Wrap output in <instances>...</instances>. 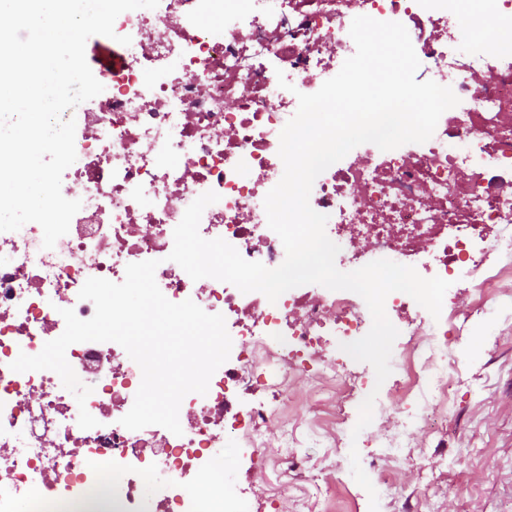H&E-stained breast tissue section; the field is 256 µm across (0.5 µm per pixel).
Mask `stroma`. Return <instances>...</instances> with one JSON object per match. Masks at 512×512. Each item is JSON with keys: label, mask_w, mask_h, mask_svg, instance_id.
I'll list each match as a JSON object with an SVG mask.
<instances>
[{"label": "stroma", "mask_w": 512, "mask_h": 512, "mask_svg": "<svg viewBox=\"0 0 512 512\" xmlns=\"http://www.w3.org/2000/svg\"><path fill=\"white\" fill-rule=\"evenodd\" d=\"M496 288L495 300L482 307L475 305L471 289H448L464 340L446 428L416 431L391 464L380 449L358 444L368 477L384 467L392 473L393 489L379 494L377 509H370L368 494L352 476L349 451L323 447L308 428L316 410L341 406L350 423H357L359 401L344 404L337 395L310 392L305 380L292 377L286 386L292 417L287 431L274 422L264 425L266 464L242 461L231 478L244 488L274 492L271 506L248 498L250 512H323L321 498L311 490L315 475L331 484L343 481L359 494V512H405L413 504L421 512H512V279ZM285 433L294 439L288 450L281 446Z\"/></svg>", "instance_id": "stroma-1"}]
</instances>
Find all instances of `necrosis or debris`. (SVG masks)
<instances>
[{"label": "necrosis or debris", "mask_w": 512, "mask_h": 512, "mask_svg": "<svg viewBox=\"0 0 512 512\" xmlns=\"http://www.w3.org/2000/svg\"><path fill=\"white\" fill-rule=\"evenodd\" d=\"M361 15L403 24L417 80L450 87L459 103L428 141L389 151L362 144L316 178L309 203L327 215L329 239L344 242L341 264L360 265L366 240L372 254L472 287L484 302L491 279L512 277V236L500 232L512 224V43L494 39L512 23V0H473L479 34L466 53L457 47L459 0H160L153 11L123 12L114 31L131 43H113L111 68H93L104 90L79 115L61 191L82 207L68 233L46 249L39 224L0 232V512L22 500L49 502L48 512H245L241 489L227 484L217 494L188 476L210 471L217 449L240 439L242 455L265 461L260 428L287 424L288 398L244 395L293 375L318 392L378 387L376 413L401 414L377 439L391 460L414 430L447 414L462 342L453 312L408 321L394 377L380 383L351 377L342 349L371 320L358 294L299 286L272 302L192 280L168 259L187 207L212 190L220 199L204 210L200 235L266 267L283 263L264 209L284 172L279 135L297 93L317 92L354 54L349 29ZM147 260L157 261L169 301L223 315L232 339L207 394L184 397L178 435L121 425L142 372L117 343L67 348L92 389L82 407L55 372L10 368L63 333L62 310L92 318L94 304L79 297L88 278L119 283L128 264ZM83 408L97 427L79 426Z\"/></svg>", "instance_id": "necrosis-or-debris-1"}]
</instances>
